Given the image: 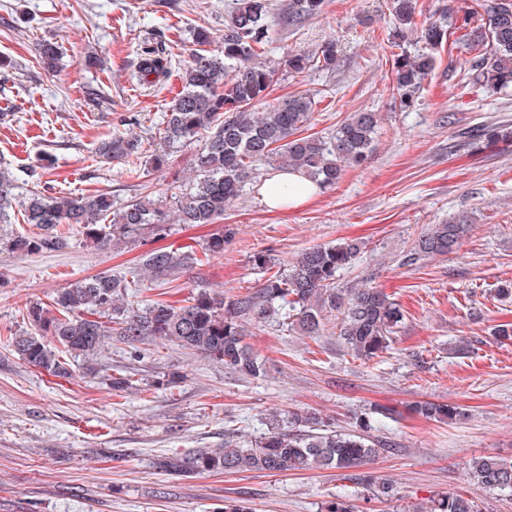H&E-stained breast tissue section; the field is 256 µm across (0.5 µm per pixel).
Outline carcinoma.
I'll return each mask as SVG.
<instances>
[{
	"mask_svg": "<svg viewBox=\"0 0 512 512\" xmlns=\"http://www.w3.org/2000/svg\"><path fill=\"white\" fill-rule=\"evenodd\" d=\"M324 2L286 0L288 18L318 15ZM416 7L417 0H389L396 27L387 36L388 46H400L411 28L419 44L412 52L391 54V91L400 109L416 106L423 81L435 69V52L457 30L476 52L471 80L493 93L512 87V0H478L479 25L471 21V14L459 16L448 7L417 28ZM268 16V0H233L224 20V42L216 53L207 49L213 43L209 29L193 31L200 50L185 67L181 94L165 112L163 140L170 146L190 147L199 134L205 132L207 137L194 149V181L188 192L177 197L174 214L146 197L117 208L108 192L54 196L35 188L21 199L14 175L0 167V224L10 223V211L19 206L24 223L36 228L13 238L11 251L32 254L52 249L62 224L79 227L101 246L147 233L160 239L174 220L201 225L223 218L225 207L267 170L298 172L326 189L336 185L347 169L362 166L379 126L378 113L353 112L335 133L323 137L304 134L315 104L308 94L292 95L262 112L254 111L265 103L280 71L278 66L255 62L258 48L268 43ZM339 57L338 43L328 39L312 54L287 56L283 67L293 73L312 67L332 70ZM168 74L165 52L150 48L135 78L144 85L158 84ZM97 151L106 159L126 161L141 155V141L115 133L102 140ZM468 231L469 224L463 220L433 224L419 238L416 251L452 253ZM361 249L362 242L355 239L310 248L289 267L270 274L254 293L229 302L202 288L184 305L159 301L135 308L125 299L124 281L99 273L61 290L53 311L38 303L27 305L25 316L34 332L13 337L12 345L25 363L56 377H70V359L78 357L91 365L114 337L130 345L153 338L255 378L266 373V361L244 342L242 319L262 323L288 309L296 313V326L303 335L319 336L322 311L328 307L342 310L339 336L346 348L355 358L370 361L388 350L403 313L398 303L375 286L365 284L344 295L336 293V273L351 264ZM195 263L191 250L176 253L159 248L147 254L143 266L162 277ZM413 413L433 421L460 416L457 407L432 401L416 404ZM265 422L267 432L254 440L243 444L227 440L222 448L176 454L162 459L159 467L176 475L348 470L373 461L379 453L380 443L370 437L374 420L369 416L357 418L351 432L333 430L305 411H271ZM469 479L479 491L511 494L512 459L476 457ZM419 512L477 509L471 498L446 494Z\"/></svg>",
	"mask_w": 512,
	"mask_h": 512,
	"instance_id": "cac0c4a2",
	"label": "carcinoma"
}]
</instances>
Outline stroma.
<instances>
[{
	"label": "stroma",
	"instance_id": "stroma-1",
	"mask_svg": "<svg viewBox=\"0 0 512 512\" xmlns=\"http://www.w3.org/2000/svg\"><path fill=\"white\" fill-rule=\"evenodd\" d=\"M272 40L262 62L311 52L328 39L341 46L335 69L280 71L268 99L306 93L316 105L309 133L327 136L350 113H379L368 162L346 170L333 187L284 211L266 208L260 184L212 224H170L101 248L78 227H61V248L24 255L7 249L32 232L20 211L0 224V512H218L225 500L248 501L253 512H321L326 501L353 494L358 512H413L448 493L476 497L481 512H512V495L476 491L467 478L480 455L512 458V136L486 142L482 130L512 128V89L489 93L466 76L471 53L448 39L437 53L419 103L401 111L389 88L393 28L386 0H325L321 14L289 22L285 0H270ZM232 0H0V165L22 190L55 195L111 192L170 200L192 182L190 152L170 149L156 170L145 159L163 141V115L181 90L180 72L196 46L194 28L224 37ZM58 45L56 69L37 45ZM162 45L170 73L146 89L133 77L149 45ZM103 92L104 102L91 99ZM138 137L141 158L107 162L101 140ZM464 219L470 231L458 252L423 256L414 246L430 225ZM224 253L205 257L208 238L225 229ZM356 239L357 259L338 272L343 290L368 283L404 310L390 349L362 361L339 338V312L327 314L320 336L299 335L280 322H248L246 343L267 362L253 378L155 339L139 357L113 343L102 362L135 373L133 391L112 390L106 372L72 363L70 378L26 364L13 336L29 332L27 304L52 307L57 292L98 273L126 277L128 303H178L205 288L231 301L255 291L263 253L284 264L306 249ZM192 247L200 262L170 285L140 275L151 250ZM430 399L462 407L448 423L412 415ZM309 409L348 430L357 415L392 412L372 432L384 449L371 469L394 485L378 498L359 485L360 469L173 477L157 458L225 439L265 433L269 410Z\"/></svg>",
	"mask_w": 512,
	"mask_h": 512
}]
</instances>
